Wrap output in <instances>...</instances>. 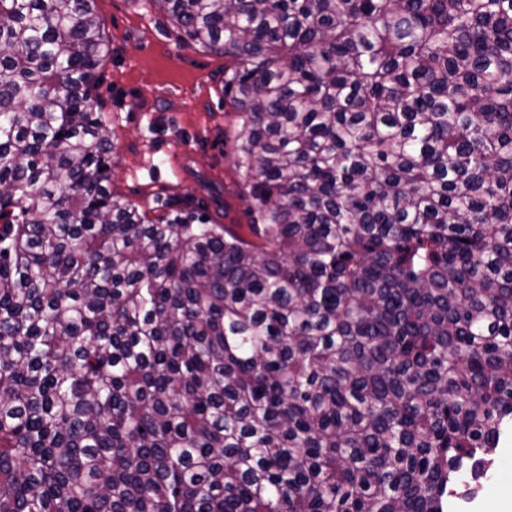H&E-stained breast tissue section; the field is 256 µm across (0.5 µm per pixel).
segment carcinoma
Returning <instances> with one entry per match:
<instances>
[{"mask_svg":"<svg viewBox=\"0 0 512 512\" xmlns=\"http://www.w3.org/2000/svg\"><path fill=\"white\" fill-rule=\"evenodd\" d=\"M152 2L253 220L117 199L95 0H0V512H447L512 437V0Z\"/></svg>","mask_w":512,"mask_h":512,"instance_id":"cac0c4a2","label":"carcinoma"}]
</instances>
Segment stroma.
I'll return each mask as SVG.
<instances>
[{
  "instance_id": "stroma-1",
  "label": "stroma",
  "mask_w": 512,
  "mask_h": 512,
  "mask_svg": "<svg viewBox=\"0 0 512 512\" xmlns=\"http://www.w3.org/2000/svg\"><path fill=\"white\" fill-rule=\"evenodd\" d=\"M109 46L94 90L112 128L116 196L157 217L180 207L217 224H248L234 164L237 114L221 92L223 57L187 41L145 0H96ZM450 512H512V443L500 448L476 496Z\"/></svg>"
}]
</instances>
